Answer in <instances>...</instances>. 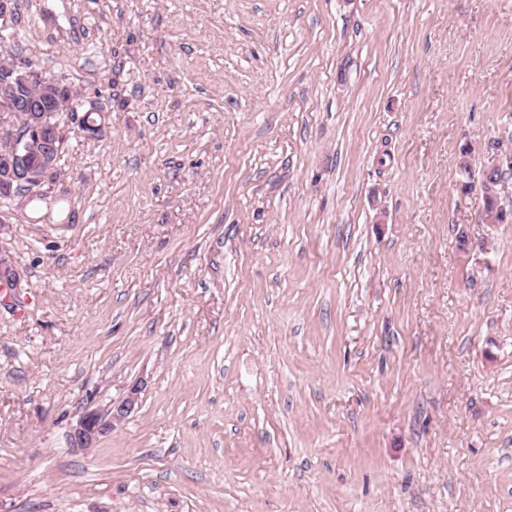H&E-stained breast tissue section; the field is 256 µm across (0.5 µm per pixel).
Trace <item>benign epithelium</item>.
I'll use <instances>...</instances> for the list:
<instances>
[{"label":"benign epithelium","instance_id":"7a95c632","mask_svg":"<svg viewBox=\"0 0 512 512\" xmlns=\"http://www.w3.org/2000/svg\"><path fill=\"white\" fill-rule=\"evenodd\" d=\"M41 84L42 96L14 102L6 99L0 103L3 112L21 109L29 113L28 126L13 138L9 150L0 153V194L15 196L14 187L24 183L29 187L42 181L41 172L27 164V152H39L43 166H52L60 155L59 143L64 141L63 132L70 116V102L63 100V88L45 72L27 69L13 58H0V86L15 84ZM55 100L57 105L48 110L45 101ZM21 286V273L13 261L0 252V301L11 297V292ZM138 402V389L130 390L127 397L114 409L105 414L88 412L83 414L73 428L72 438L79 448H91L99 436L112 430L113 424L130 413Z\"/></svg>","mask_w":512,"mask_h":512}]
</instances>
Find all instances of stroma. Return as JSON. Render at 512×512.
Returning <instances> with one entry per match:
<instances>
[{"label": "stroma", "mask_w": 512, "mask_h": 512, "mask_svg": "<svg viewBox=\"0 0 512 512\" xmlns=\"http://www.w3.org/2000/svg\"><path fill=\"white\" fill-rule=\"evenodd\" d=\"M0 22L106 117L0 210V512H512V223L459 175L512 151V0ZM21 286V273L13 261L0 252V288H5V292L0 293V301H5L11 297V291H17ZM137 388H132L127 397L106 414L88 412L83 414L73 428L72 438L79 448H91L99 436L112 430L114 422L120 421L130 413L138 402Z\"/></svg>", "instance_id": "1"}]
</instances>
